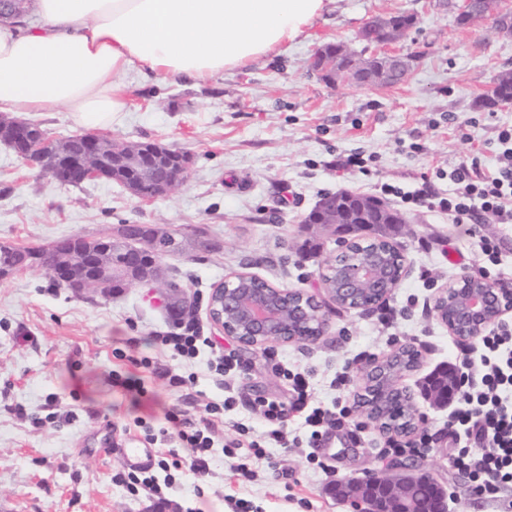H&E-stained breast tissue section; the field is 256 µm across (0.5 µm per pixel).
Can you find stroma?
<instances>
[{
  "mask_svg": "<svg viewBox=\"0 0 512 512\" xmlns=\"http://www.w3.org/2000/svg\"><path fill=\"white\" fill-rule=\"evenodd\" d=\"M394 12L418 20L417 32L401 46L419 55L403 83L330 85L309 70L317 47L356 43L366 21ZM505 69H512V38L483 25L456 26L448 0H330L294 41L207 83L133 79L131 110L107 133L118 141L158 140L190 155L186 182L166 197L143 202L109 181L64 186L0 143V244L46 246L74 235H106L122 223L184 231L207 225L213 248L164 258L165 275L188 290L192 319L241 365L222 387L206 357L186 364L153 344L173 322L151 288L107 298L78 295L56 287L40 268L0 280V512H238L239 499L247 512H352L335 486L391 464L380 453L386 434L366 424L355 400L369 360L404 343L421 355L420 369L400 380L427 418L419 434L429 452L418 464L446 487L448 512H500V495L474 489L449 466L456 447L449 413L422 394L425 377L441 364L458 363L463 349L433 311L440 289L458 275L448 253L480 259L474 241L447 215L435 208L405 212L396 237L403 279L370 311L337 309L316 342L247 349L210 322L207 306L212 288L235 272L322 295L324 263L335 256L336 239L304 223L321 194L374 197L383 183L412 190L425 182L447 193L453 185L443 172L466 156L493 165L498 129L512 123V109H480L475 101ZM459 120L469 123V141L458 137ZM352 153L368 156L366 172L336 171L337 157ZM481 233L500 246L499 264L487 267L488 282L511 283L512 224L486 223ZM307 240L314 252L302 251ZM384 315L392 320L386 331ZM136 352L158 367L194 374V385L177 391L149 374V400L134 402L113 386L112 375L131 372L127 357ZM271 352L306 374L315 405L346 409L341 425L315 450L331 472L296 450L271 448L276 470L239 484L224 448L236 436L228 426L205 476L191 471V449H179L182 467L163 498L134 497L114 482L126 464L120 452L102 453V440L123 443L125 424L164 407L200 417L206 403L229 392L236 399L232 418L261 433L264 424L250 401L291 398L287 381L267 360Z\"/></svg>",
  "mask_w": 512,
  "mask_h": 512,
  "instance_id": "1",
  "label": "stroma"
}]
</instances>
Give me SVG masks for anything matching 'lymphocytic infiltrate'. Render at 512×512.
Returning <instances> with one entry per match:
<instances>
[{"instance_id": "obj_1", "label": "lymphocytic infiltrate", "mask_w": 512, "mask_h": 512, "mask_svg": "<svg viewBox=\"0 0 512 512\" xmlns=\"http://www.w3.org/2000/svg\"><path fill=\"white\" fill-rule=\"evenodd\" d=\"M497 140L502 147L494 166H486L479 156L463 159L449 174L454 190L440 198L438 206L447 213L448 221L463 226L468 236L476 238L483 256L497 261L499 246L480 236L483 221L512 224V125L501 127ZM155 341L168 350L172 357L182 360L197 358L202 350H209L208 367L216 383H223L226 373L237 369L233 354L220 347L210 346L207 337L201 336L196 322L176 325L156 336ZM462 383L456 397L452 419L457 440L463 441L450 460L453 468L468 472L479 488L491 491L512 488V326L502 324L488 330L477 350L464 352L457 366ZM287 378L292 383L291 404L259 399L253 408L265 424L261 441L251 442L255 459L266 457V446L298 448L301 445L320 446L337 419L333 412L322 407L310 406L309 382L304 373L291 372ZM307 410L306 423L310 428L306 439L288 438L285 421L288 408ZM234 400L225 397L219 402H209L200 418L189 416L186 411L171 407L164 411L157 423L150 424L135 419L141 428L143 440L148 445L178 440L181 447L192 449L191 469L206 473L208 457L215 444L219 425L224 414L233 410ZM476 445V452H469V445ZM134 496H160L173 478L166 459H159L156 467L129 469L117 474Z\"/></svg>"}]
</instances>
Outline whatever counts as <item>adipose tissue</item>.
<instances>
[{"mask_svg": "<svg viewBox=\"0 0 512 512\" xmlns=\"http://www.w3.org/2000/svg\"><path fill=\"white\" fill-rule=\"evenodd\" d=\"M328 0H38L39 25H0V105L66 107L85 127L128 109L132 75L195 83L295 40Z\"/></svg>", "mask_w": 512, "mask_h": 512, "instance_id": "adipose-tissue-1", "label": "adipose tissue"}]
</instances>
